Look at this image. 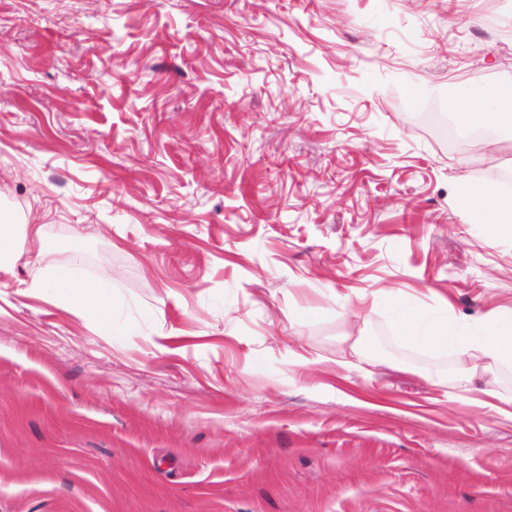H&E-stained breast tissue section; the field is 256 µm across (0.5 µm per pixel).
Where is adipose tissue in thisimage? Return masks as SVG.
Instances as JSON below:
<instances>
[{
    "instance_id": "obj_1",
    "label": "adipose tissue",
    "mask_w": 512,
    "mask_h": 512,
    "mask_svg": "<svg viewBox=\"0 0 512 512\" xmlns=\"http://www.w3.org/2000/svg\"><path fill=\"white\" fill-rule=\"evenodd\" d=\"M448 110L467 128L493 129L512 122V83L472 93L463 91L448 100ZM458 204L471 223L484 225L490 237L512 238V195L485 186L462 183ZM29 296H46L56 304L75 309L88 324L111 331L115 303L110 292L92 280L74 279L66 269L50 279L37 278L25 287ZM380 296L395 317L393 331L401 345L432 352L455 350L473 353V370L512 366V317L482 323L476 332L464 331L447 318L427 314L412 306L396 288H383Z\"/></svg>"
}]
</instances>
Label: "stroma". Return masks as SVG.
Listing matches in <instances>:
<instances>
[{
	"instance_id": "1",
	"label": "stroma",
	"mask_w": 512,
	"mask_h": 512,
	"mask_svg": "<svg viewBox=\"0 0 512 512\" xmlns=\"http://www.w3.org/2000/svg\"><path fill=\"white\" fill-rule=\"evenodd\" d=\"M510 81L512 0H0V212L42 227L0 272V512H512V420L375 293L512 316L457 204L512 152L420 120ZM50 267L111 333L22 296ZM24 294L49 297L60 306L78 311L91 326L107 332L112 331L114 297L95 281L75 280L62 268L48 280H31L25 286Z\"/></svg>"
}]
</instances>
